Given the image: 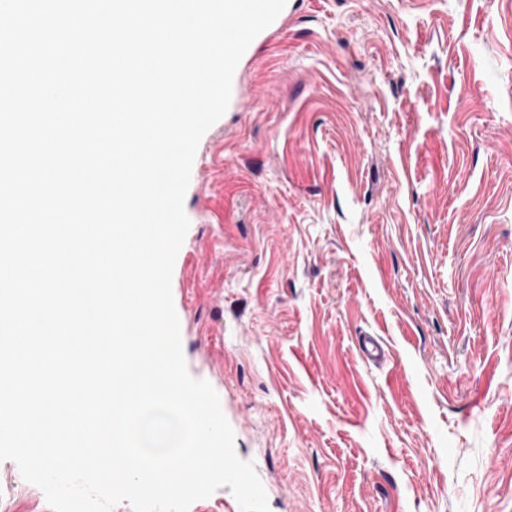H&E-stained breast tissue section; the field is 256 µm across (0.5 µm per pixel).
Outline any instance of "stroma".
<instances>
[{
	"mask_svg": "<svg viewBox=\"0 0 512 512\" xmlns=\"http://www.w3.org/2000/svg\"><path fill=\"white\" fill-rule=\"evenodd\" d=\"M196 159L183 354L270 512H512V0H288Z\"/></svg>",
	"mask_w": 512,
	"mask_h": 512,
	"instance_id": "stroma-1",
	"label": "stroma"
}]
</instances>
